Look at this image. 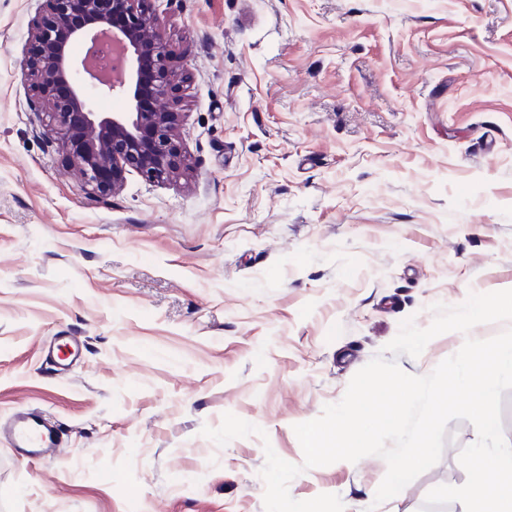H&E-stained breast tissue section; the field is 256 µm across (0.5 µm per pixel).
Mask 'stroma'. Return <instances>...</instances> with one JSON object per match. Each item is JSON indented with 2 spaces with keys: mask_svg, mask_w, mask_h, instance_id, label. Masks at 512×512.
Instances as JSON below:
<instances>
[{
  "mask_svg": "<svg viewBox=\"0 0 512 512\" xmlns=\"http://www.w3.org/2000/svg\"><path fill=\"white\" fill-rule=\"evenodd\" d=\"M44 0H0V423L41 408L62 455L0 437V512H265V446L338 403L405 319L512 289V0H155L183 75L189 176L99 198L22 60ZM79 337L56 374L43 349ZM462 343L433 338L429 374ZM261 428L217 446L225 413ZM477 439L384 512L461 486ZM378 456L310 468L297 500L366 512Z\"/></svg>",
  "mask_w": 512,
  "mask_h": 512,
  "instance_id": "obj_1",
  "label": "stroma"
}]
</instances>
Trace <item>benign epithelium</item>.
I'll list each match as a JSON object with an SVG mask.
<instances>
[{
	"label": "benign epithelium",
	"mask_w": 512,
	"mask_h": 512,
	"mask_svg": "<svg viewBox=\"0 0 512 512\" xmlns=\"http://www.w3.org/2000/svg\"><path fill=\"white\" fill-rule=\"evenodd\" d=\"M29 33L23 64L33 95L52 107L48 126L82 184L101 197L118 190L128 169L166 182L189 171L177 130L176 52L146 7L148 0H45ZM79 15L83 22L73 23ZM119 44L122 64L110 80L97 74L103 38ZM84 38L76 61L72 44ZM128 99V112H95L88 90Z\"/></svg>",
	"instance_id": "1"
}]
</instances>
